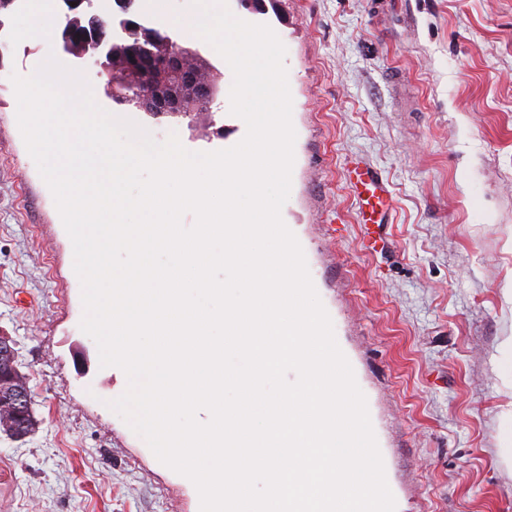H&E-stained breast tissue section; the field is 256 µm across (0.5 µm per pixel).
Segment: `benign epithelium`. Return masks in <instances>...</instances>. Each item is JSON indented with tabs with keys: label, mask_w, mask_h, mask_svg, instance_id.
I'll use <instances>...</instances> for the list:
<instances>
[{
	"label": "benign epithelium",
	"mask_w": 512,
	"mask_h": 512,
	"mask_svg": "<svg viewBox=\"0 0 512 512\" xmlns=\"http://www.w3.org/2000/svg\"><path fill=\"white\" fill-rule=\"evenodd\" d=\"M75 18L58 40L62 51L75 57H81L91 50H97L107 37L103 32L101 17L94 11L91 0H63ZM87 17L88 28L84 38L71 37L70 25L80 21L76 14ZM167 60L171 63V79L177 91L162 93L146 88L141 96L131 101L127 88L135 78H142L140 69L107 71L106 92L118 105L133 104L139 111L154 117L190 112H206L218 95V88L212 76L206 74L198 62V52L190 47L174 43ZM16 352L12 340L0 336V427L7 435L15 439L27 436V420L32 413L30 390L27 378L14 364Z\"/></svg>",
	"instance_id": "benign-epithelium-1"
}]
</instances>
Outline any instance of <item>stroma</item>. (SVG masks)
Instances as JSON below:
<instances>
[{
	"label": "stroma",
	"mask_w": 512,
	"mask_h": 512,
	"mask_svg": "<svg viewBox=\"0 0 512 512\" xmlns=\"http://www.w3.org/2000/svg\"><path fill=\"white\" fill-rule=\"evenodd\" d=\"M287 54L296 131L281 216L352 363L396 512H512V0H265ZM96 103L191 151L239 143L224 97L151 117L104 93L92 61L0 25V331L38 426L0 434V512H198V492L107 406L126 386L80 328L72 242L19 130L12 74L48 56ZM389 184L388 242L363 245L345 179Z\"/></svg>",
	"instance_id": "obj_1"
}]
</instances>
